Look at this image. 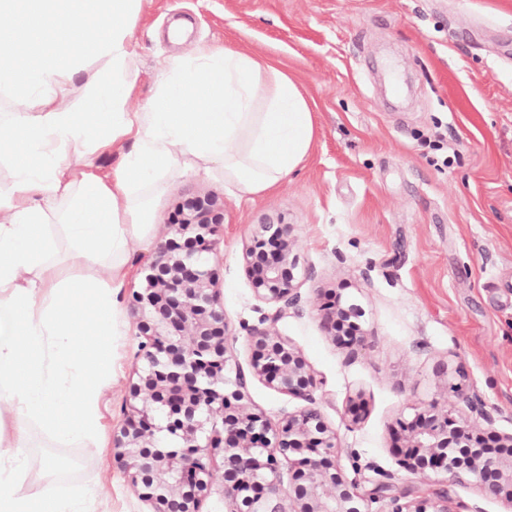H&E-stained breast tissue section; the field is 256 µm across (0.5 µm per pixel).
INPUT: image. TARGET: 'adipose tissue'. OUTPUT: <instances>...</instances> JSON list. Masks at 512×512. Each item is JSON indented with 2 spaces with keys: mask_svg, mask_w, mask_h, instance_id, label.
I'll list each match as a JSON object with an SVG mask.
<instances>
[{
  "mask_svg": "<svg viewBox=\"0 0 512 512\" xmlns=\"http://www.w3.org/2000/svg\"><path fill=\"white\" fill-rule=\"evenodd\" d=\"M142 0H0V18H29L58 29L42 44L22 35L0 50V94L24 100L26 109L0 123V144L22 137L36 166L17 168L0 185V323L20 335L0 336V447H22L26 416L70 438L95 433L107 378L88 380V350L71 338V318L58 298L87 294L100 326H109L131 269L132 246L152 243L150 196L178 172L180 160L219 162L224 181L256 195L279 185L307 155L313 116L298 85L276 67L227 48L199 47L168 64L153 100L132 111L129 75L133 20ZM111 24L105 38L61 63L88 19ZM88 72L90 104L97 117L63 106L75 75ZM121 152L111 178L90 163L74 166L71 153ZM66 238L72 262L98 268L95 276L63 275L55 256ZM66 369L64 383L43 369L27 370L23 352ZM78 397L80 416L60 428L61 408ZM0 512H81L79 500L32 492L24 476L0 468Z\"/></svg>",
  "mask_w": 512,
  "mask_h": 512,
  "instance_id": "1",
  "label": "adipose tissue"
}]
</instances>
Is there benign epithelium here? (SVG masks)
I'll use <instances>...</instances> for the list:
<instances>
[{"instance_id": "benign-epithelium-1", "label": "benign epithelium", "mask_w": 512, "mask_h": 512, "mask_svg": "<svg viewBox=\"0 0 512 512\" xmlns=\"http://www.w3.org/2000/svg\"><path fill=\"white\" fill-rule=\"evenodd\" d=\"M223 213L215 196L189 198L167 222L169 238L145 268L131 315L142 366L130 390L129 415L115 431V456L155 512H200L212 485H224L236 512H371L386 497L389 512H457L444 493L405 502L376 486L363 495L348 480L336 452V433L316 404L317 379L301 350L276 330L301 303L295 225L267 218L253 225L243 259L257 298L278 305L248 329L249 371L225 376L228 325L210 268ZM356 305L328 302L321 326L351 354L369 336ZM439 397L398 421L396 449L412 474L444 472L455 482L474 481L488 497L512 504V433L492 430L495 418L481 396L462 383L464 372L445 363L437 370ZM295 396L306 405L276 428L244 403L250 378ZM233 387H228V384ZM220 451L224 469L210 465ZM294 469L282 496L280 466Z\"/></svg>"}]
</instances>
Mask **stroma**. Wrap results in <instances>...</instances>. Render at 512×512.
Here are the masks:
<instances>
[{"label": "stroma", "instance_id": "35a3bbf8", "mask_svg": "<svg viewBox=\"0 0 512 512\" xmlns=\"http://www.w3.org/2000/svg\"><path fill=\"white\" fill-rule=\"evenodd\" d=\"M228 46L298 84L314 117L310 150L277 187L242 196L219 166L184 168L153 195V241L131 251L98 434L63 439L26 420V481L34 491L91 489L83 512H153L121 468L113 432L141 365L134 291L166 223L192 197L224 209L213 262L231 333L227 377L248 367L247 327L276 310L251 287L243 247L253 224L296 225L312 270L282 336L322 378L317 404L340 463L360 492L379 484L413 500L448 493L460 512H512L473 482L423 481L393 450L398 420L437 393L439 363L462 364L494 428L512 432V0H143L133 27L129 106L160 88L163 64L193 47ZM359 304L371 344L348 357L322 329L317 299ZM248 400L279 424L302 400L250 379ZM362 397L359 421L347 412Z\"/></svg>", "mask_w": 512, "mask_h": 512}]
</instances>
